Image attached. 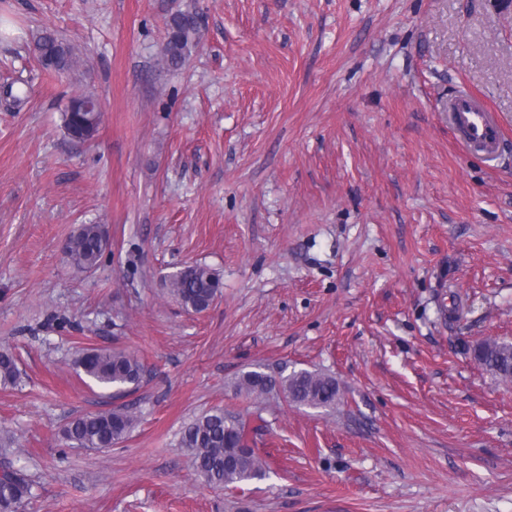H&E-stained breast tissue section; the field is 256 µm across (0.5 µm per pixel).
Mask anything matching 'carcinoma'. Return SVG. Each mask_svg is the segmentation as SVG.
Listing matches in <instances>:
<instances>
[{"label":"carcinoma","mask_w":512,"mask_h":512,"mask_svg":"<svg viewBox=\"0 0 512 512\" xmlns=\"http://www.w3.org/2000/svg\"><path fill=\"white\" fill-rule=\"evenodd\" d=\"M197 32L196 14L179 11L171 15L163 63L176 69L189 55ZM38 61L58 73L72 70L76 64L73 47L51 30L43 31L34 42ZM92 95L74 97L64 112V126L69 136L79 142L92 139L97 122L85 110ZM105 252L99 224H82L69 237L65 253L78 272L93 270ZM170 293L187 310L199 313L210 307L221 288L220 275L206 265H187L166 276ZM473 359L485 371L502 381H512V343L486 341L473 349ZM83 373L99 385L119 393L135 390L143 375L142 364L130 354L103 349H88L77 361ZM19 369L14 354L0 349V384L14 385ZM234 390L254 401L259 424L251 428L241 415L220 407L193 418L181 429L179 445L189 452L191 464L202 482L212 488H228L260 480L266 476L267 463L257 452L254 437L266 428L262 411L269 399L282 395L295 405L332 408L340 400L336 377L318 371L299 370L276 374L247 371L234 382ZM138 416L128 407L87 413L72 418L63 436L77 448L104 450L123 440L136 426ZM32 496V486L22 470L11 463L3 464L0 475V512H20Z\"/></svg>","instance_id":"carcinoma-1"}]
</instances>
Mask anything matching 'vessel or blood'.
I'll use <instances>...</instances> for the list:
<instances>
[{
	"label": "vessel or blood",
	"mask_w": 512,
	"mask_h": 512,
	"mask_svg": "<svg viewBox=\"0 0 512 512\" xmlns=\"http://www.w3.org/2000/svg\"><path fill=\"white\" fill-rule=\"evenodd\" d=\"M448 119L467 148L490 154L500 147L502 134L496 117L467 91L458 92L449 102Z\"/></svg>",
	"instance_id": "vessel-or-blood-1"
}]
</instances>
